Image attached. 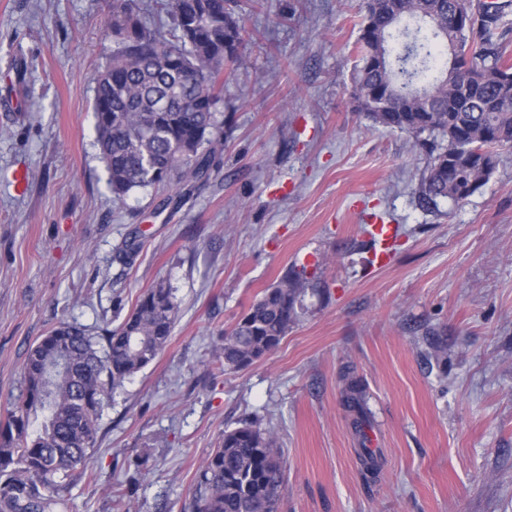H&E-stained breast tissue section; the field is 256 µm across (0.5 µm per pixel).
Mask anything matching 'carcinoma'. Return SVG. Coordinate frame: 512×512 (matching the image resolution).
<instances>
[{
	"label": "carcinoma",
	"mask_w": 512,
	"mask_h": 512,
	"mask_svg": "<svg viewBox=\"0 0 512 512\" xmlns=\"http://www.w3.org/2000/svg\"><path fill=\"white\" fill-rule=\"evenodd\" d=\"M237 0H165L151 24L140 0H112L106 34L115 47L95 77L96 145L113 200L148 187L206 180L224 76L243 64L254 34ZM351 95L356 111L430 149L421 203L462 201L481 188L512 148V0H361ZM459 48L448 66V41ZM309 284L285 274L224 332L213 359L243 370L274 349L295 321ZM177 306L156 282L115 329L97 335L59 321L28 349L24 388L0 419V512H61L71 472L87 465L104 400L152 364L171 337ZM347 408L361 430V384L349 382ZM367 480L374 454L360 449ZM276 431L252 421L224 431L196 477L192 512H277L285 492Z\"/></svg>",
	"instance_id": "obj_1"
}]
</instances>
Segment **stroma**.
<instances>
[{"label": "stroma", "mask_w": 512, "mask_h": 512, "mask_svg": "<svg viewBox=\"0 0 512 512\" xmlns=\"http://www.w3.org/2000/svg\"><path fill=\"white\" fill-rule=\"evenodd\" d=\"M111 12L0 0V412L60 319L116 328L160 279L177 305L166 349L107 400L66 512H190L245 420L277 432L279 512H512V148L467 199L421 206L428 153L351 99L358 0H263L239 14L259 37L224 79L217 170L117 204L92 111ZM377 213L399 229L382 267ZM290 268L311 285L279 347L216 370L225 330ZM349 395L347 397V408L350 412H354L352 425L355 431H361V425L364 416L363 398L361 384L358 380H351L348 385Z\"/></svg>", "instance_id": "stroma-1"}]
</instances>
